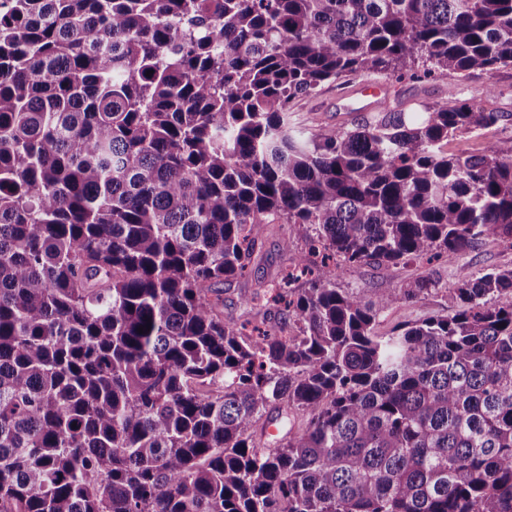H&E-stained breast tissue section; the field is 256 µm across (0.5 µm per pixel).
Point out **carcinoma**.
Returning a JSON list of instances; mask_svg holds the SVG:
<instances>
[{
    "label": "carcinoma",
    "mask_w": 512,
    "mask_h": 512,
    "mask_svg": "<svg viewBox=\"0 0 512 512\" xmlns=\"http://www.w3.org/2000/svg\"><path fill=\"white\" fill-rule=\"evenodd\" d=\"M507 67L512 0H0V512H512V269L385 336L398 296L336 287L512 239V157L443 150L502 113L289 116ZM266 224L320 262L226 322Z\"/></svg>",
    "instance_id": "1"
}]
</instances>
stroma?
Masks as SVG:
<instances>
[{
    "instance_id": "1",
    "label": "stroma",
    "mask_w": 512,
    "mask_h": 512,
    "mask_svg": "<svg viewBox=\"0 0 512 512\" xmlns=\"http://www.w3.org/2000/svg\"><path fill=\"white\" fill-rule=\"evenodd\" d=\"M372 82L384 86V93L375 98L368 112L352 110L343 93L358 84ZM489 99L502 112L503 118L490 129L477 134H462L451 139L452 152L480 153L494 148L504 155H512V68L491 74L475 72L463 79L457 74L431 80L396 79L383 73L359 72L333 83H326L310 96L294 100L291 122L298 128L330 131L353 127L362 115H376L388 108L406 112L420 111L422 104L451 98ZM288 225H265L257 238L253 269L248 277L224 282L219 294L224 301L225 318L241 320L242 299L259 287H267L279 270L294 266L297 254L306 250L304 242L294 240L292 250H285L283 240ZM512 268V243L497 236H487L478 244L462 251L455 262L436 258L431 261H405L394 266L363 265L345 270L336 277L337 287L360 291L370 298L378 293H396L409 283L428 277L438 286L437 293L418 300L395 301L381 316L376 331L389 332L394 326L427 316L449 315L454 311L451 292L464 277L476 278L494 269Z\"/></svg>"
}]
</instances>
